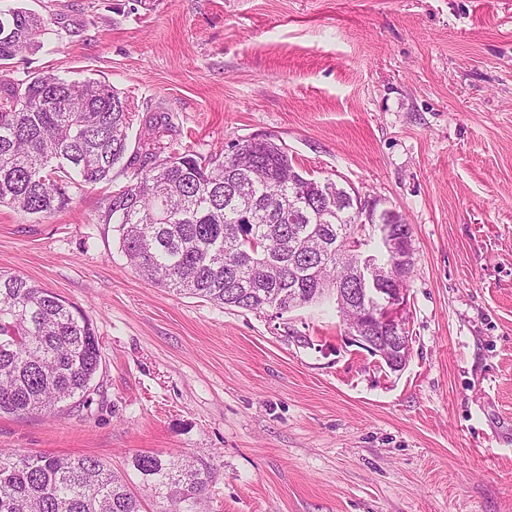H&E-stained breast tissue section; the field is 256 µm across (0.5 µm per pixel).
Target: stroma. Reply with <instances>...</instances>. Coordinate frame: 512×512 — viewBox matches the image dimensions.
Masks as SVG:
<instances>
[{"label": "stroma", "instance_id": "obj_1", "mask_svg": "<svg viewBox=\"0 0 512 512\" xmlns=\"http://www.w3.org/2000/svg\"><path fill=\"white\" fill-rule=\"evenodd\" d=\"M20 6L44 46L0 80L108 81L128 157L268 135L404 214L411 355L391 371L331 295L279 315L151 284L101 220L118 166L50 216L0 207V273L83 310L102 356L88 406L0 417V448L199 458L211 512H512V0H0Z\"/></svg>", "mask_w": 512, "mask_h": 512}]
</instances>
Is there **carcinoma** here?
<instances>
[{
	"label": "carcinoma",
	"mask_w": 512,
	"mask_h": 512,
	"mask_svg": "<svg viewBox=\"0 0 512 512\" xmlns=\"http://www.w3.org/2000/svg\"><path fill=\"white\" fill-rule=\"evenodd\" d=\"M46 21L0 12V61L43 45ZM132 113L102 80L54 73L0 82V206L48 216L69 190L112 182L128 150ZM111 196L102 220L117 225L127 261L151 283L245 311L282 314L350 285L353 238L364 207L334 181L307 178L270 137L223 154L161 156ZM370 223L412 235L393 210ZM101 348L76 306L20 275L0 273V415H54L92 388ZM143 484L171 512H197L212 483L207 463L137 455ZM129 481L92 456L0 452V512H140Z\"/></svg>",
	"instance_id": "carcinoma-1"
}]
</instances>
